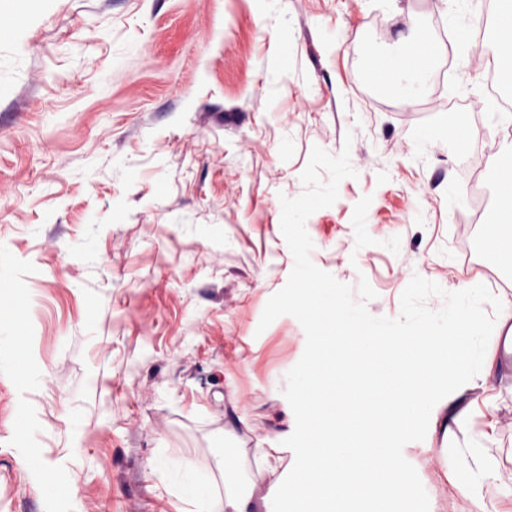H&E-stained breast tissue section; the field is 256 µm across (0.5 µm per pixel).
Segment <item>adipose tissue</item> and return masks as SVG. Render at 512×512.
I'll return each mask as SVG.
<instances>
[{"label":"adipose tissue","mask_w":512,"mask_h":512,"mask_svg":"<svg viewBox=\"0 0 512 512\" xmlns=\"http://www.w3.org/2000/svg\"><path fill=\"white\" fill-rule=\"evenodd\" d=\"M457 49L464 57L492 59L500 71L512 73V0H500L495 32L488 41L477 46L463 34L457 39ZM451 295L452 304H416L407 308L403 319L383 322L375 321L367 307L335 300L330 289L319 291L316 304L294 306V313L305 318L315 308L333 305L371 330L386 331L392 342L408 338L422 346L411 358L399 352L388 356L386 378L377 390L384 404L383 415L373 421L364 448L356 457L348 458L340 450L348 446L359 427L351 425L347 432L338 434L336 447H325V431L337 423L339 414L334 407L325 412L318 409L321 387L317 374L323 340L317 336L307 338L306 361L290 369V391L284 399L288 407L298 409L309 419L310 429L303 436L306 447L290 471L285 493L287 498L302 500L305 512H323V502L338 504L343 494H355L363 482L383 485L397 503L413 497L438 501V486L415 482L407 464L409 455L401 449L385 447L384 442L391 438L411 441L413 431L426 426L428 436L415 442L414 455L421 467L443 470L447 462L442 449L435 446L437 439H452L455 427L473 414L486 417L470 433L468 453L475 467L468 473H455L453 480L469 501L472 512H508L512 482L498 478L499 462L490 452L496 441L501 407L490 396L461 407L455 406L454 399L457 393L512 370V298L479 287L471 280L459 283ZM449 334L456 336L462 351L454 363L457 385L441 396L435 383L437 374L427 369L425 362L435 356L439 341ZM497 340L503 341V351L493 349ZM261 456V470L248 475L241 473L237 456H227L224 491L220 494L216 493L213 480L172 454L157 456L154 468L178 503L195 506L198 512H274L273 503L280 491L273 478L284 459L274 447L262 449Z\"/></svg>","instance_id":"adipose-tissue-1"}]
</instances>
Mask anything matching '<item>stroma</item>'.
Here are the masks:
<instances>
[{"instance_id": "stroma-1", "label": "stroma", "mask_w": 512, "mask_h": 512, "mask_svg": "<svg viewBox=\"0 0 512 512\" xmlns=\"http://www.w3.org/2000/svg\"><path fill=\"white\" fill-rule=\"evenodd\" d=\"M16 12L0 33L25 60L0 80V249L24 293L0 296V336H27L44 377L22 396L0 365V512H175L152 469L167 451L219 487L225 455L259 469L289 430L271 380L300 360L303 322L279 309L308 273L380 316L419 275L512 298V255L485 245L490 173L512 189L484 134L488 63L448 56L459 27L486 36L445 0H0ZM417 26L439 53L407 100L367 63ZM116 44L138 47V71L114 66ZM429 125L461 136L418 148ZM122 167L137 178L113 179ZM88 236L94 274L74 252ZM487 394L508 407L492 453L512 481V377L459 401ZM21 406L41 430L27 444L9 425ZM55 469L66 497L44 489Z\"/></svg>"}]
</instances>
